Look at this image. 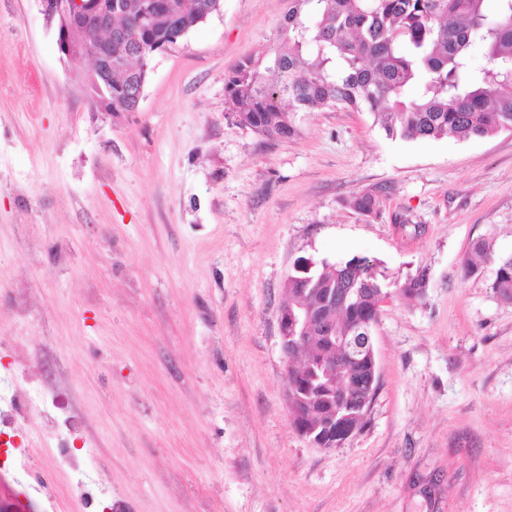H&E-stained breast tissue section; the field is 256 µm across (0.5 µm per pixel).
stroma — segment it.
<instances>
[{
	"instance_id": "35a3bbf8",
	"label": "stroma",
	"mask_w": 512,
	"mask_h": 512,
	"mask_svg": "<svg viewBox=\"0 0 512 512\" xmlns=\"http://www.w3.org/2000/svg\"><path fill=\"white\" fill-rule=\"evenodd\" d=\"M286 0L224 10L105 112L36 0H0V376L83 421L66 468L0 465V512H512V131L391 139L367 112L269 141L224 76L273 49ZM392 185L377 216L352 192ZM495 259L476 261L472 245ZM378 262V390L330 450L289 421L278 313L300 258ZM426 267L424 300L398 287ZM496 263L492 286L504 302H512V258L499 259Z\"/></svg>"
}]
</instances>
